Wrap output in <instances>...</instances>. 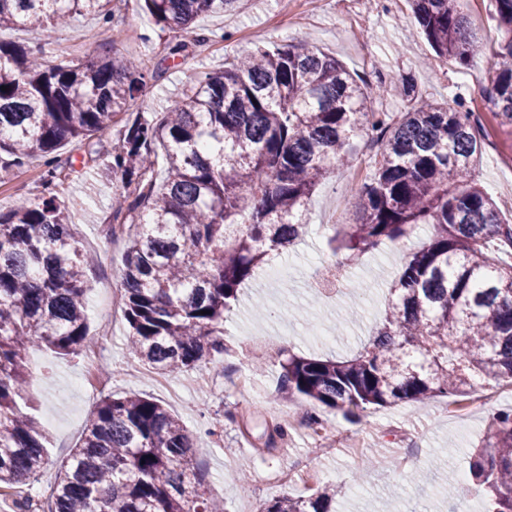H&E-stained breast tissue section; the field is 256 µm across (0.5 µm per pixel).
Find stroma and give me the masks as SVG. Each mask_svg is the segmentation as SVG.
I'll list each match as a JSON object with an SVG mask.
<instances>
[{
	"label": "stroma",
	"mask_w": 512,
	"mask_h": 512,
	"mask_svg": "<svg viewBox=\"0 0 512 512\" xmlns=\"http://www.w3.org/2000/svg\"><path fill=\"white\" fill-rule=\"evenodd\" d=\"M113 7L126 22L127 34L119 43L113 40L111 25L90 15L74 17L65 28L47 23L5 30L0 38L31 48L41 46L68 58L100 56L113 48L135 63L149 56L164 57L173 35L153 25L140 0H114ZM196 26L211 34V41L189 55L169 60L165 74L150 81L137 98L136 111L147 116L165 111L180 96L186 74L223 67L225 57L248 53L260 45L301 42L336 56L367 81L388 84L409 75L418 90L432 100H463L466 109L478 115L490 142L474 178L493 197L502 219L512 224V137L500 132L482 94L488 84L490 59L485 54L474 56L469 66L461 69L436 57L418 34L406 0H330L316 7L309 0H239L232 12L200 15ZM58 153L73 163L59 200L78 198L83 202L82 210L72 218L75 236L85 250L109 256L106 264L89 272L92 288L87 294L91 332L103 342L104 363L111 370L107 389L117 395L135 392L152 397L183 420L196 440L195 461L208 496L224 500L228 512H265L273 499L308 495L317 480L323 479L346 489L336 503V512H404L408 500L419 497L427 499L430 512H488L490 502L484 491L465 483L457 498L451 499L444 493L441 479L458 478L466 470L467 453L485 436L493 413L512 408V386L489 385L492 401L465 415L452 413L444 399L368 411L355 423L322 410L329 432L364 443L359 457L349 455L342 443L327 450L309 434L301 413L281 399L282 353L340 357L368 340L407 256L427 239L422 228L401 245L367 252L352 264L347 262L346 252L335 253L328 246V225L357 220L346 199L371 169L376 153L372 143H359L356 170L336 169L309 200L308 230L294 252L283 258L289 267L287 276L275 282L258 276L242 287L224 323L229 352L222 365L170 375L166 389L159 386L155 375L144 371L130 375L135 360L127 350L129 328L122 311L105 317L95 311L104 295L120 288L125 242L112 238V193L120 184L87 170L83 145L71 142L62 145ZM42 169L37 155L21 169L0 167V210H9L21 197H40ZM320 258L335 260L340 266L331 297L315 275V262ZM355 281L364 283L363 293L351 292L349 285ZM287 303L300 310V318L290 320L283 315ZM351 303L358 308L357 319L339 324V315ZM28 359L32 368L28 397L33 415L50 440V464L38 481L23 486L26 494L47 491L56 466L78 444L99 399L79 384L87 371L84 355L58 356L32 348ZM242 374L251 379L245 389L237 383ZM212 426L217 433L210 437L206 430ZM372 456L396 461L407 458L411 464L402 471L362 470L364 459ZM300 461L314 472V479L286 484L266 481L267 471L289 468ZM243 468L250 474L245 482L236 478ZM360 470L365 476L357 489L353 480Z\"/></svg>",
	"instance_id": "stroma-1"
}]
</instances>
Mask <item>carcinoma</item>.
Listing matches in <instances>:
<instances>
[{"label": "carcinoma", "instance_id": "carcinoma-1", "mask_svg": "<svg viewBox=\"0 0 512 512\" xmlns=\"http://www.w3.org/2000/svg\"><path fill=\"white\" fill-rule=\"evenodd\" d=\"M237 0H143L161 29L183 34L175 57L210 41L194 29L207 12ZM420 34L438 57L465 67L486 45L460 0H408ZM501 40L485 97L512 128V0H491ZM93 15L117 23L112 0H0V30ZM114 53L87 59L49 56L0 40V152L22 167L47 155L42 195L0 212V489L34 480L45 462L44 436L21 410L30 375L27 351L77 354L90 342L87 271L94 257L70 233L73 200L58 202L53 152L82 143L128 114L119 143L92 161L121 181L112 218L129 224L120 301L129 348L154 374L220 363L224 318L265 257L306 233L315 188L352 164L354 142L377 146L369 177L349 205L358 224L335 225L332 250L348 260L409 237L420 224L428 242L411 253L391 285L383 319L350 357L281 361V388L304 410L317 404L346 419L400 402L445 397L456 403L473 378L512 385V263L491 266L488 244L512 248V225L474 182L484 135L472 112L424 101L400 80L411 108L393 118L373 108L389 93L306 44L265 46L186 78L181 99L155 119L132 111L146 78L164 74ZM163 160L164 177L155 167ZM468 479L491 512H512V409L493 414L468 452ZM193 439L182 420L137 393H107L88 418L81 443L60 465L48 512H223L205 496ZM342 487L326 482L305 497L282 495L266 512H336Z\"/></svg>", "mask_w": 512, "mask_h": 512}]
</instances>
